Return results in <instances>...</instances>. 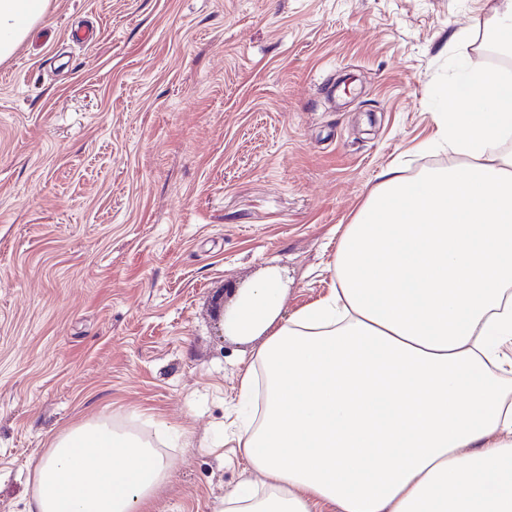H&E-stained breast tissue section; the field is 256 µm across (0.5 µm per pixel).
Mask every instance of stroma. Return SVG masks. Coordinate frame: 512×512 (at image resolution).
Here are the masks:
<instances>
[{"label": "stroma", "instance_id": "obj_1", "mask_svg": "<svg viewBox=\"0 0 512 512\" xmlns=\"http://www.w3.org/2000/svg\"><path fill=\"white\" fill-rule=\"evenodd\" d=\"M489 0H50L0 63V512L86 422L222 512L257 343L215 308L278 271L324 298L384 171L458 163L441 86L491 67Z\"/></svg>", "mask_w": 512, "mask_h": 512}]
</instances>
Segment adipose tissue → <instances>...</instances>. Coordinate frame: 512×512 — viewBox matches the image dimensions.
<instances>
[{
  "label": "adipose tissue",
  "mask_w": 512,
  "mask_h": 512,
  "mask_svg": "<svg viewBox=\"0 0 512 512\" xmlns=\"http://www.w3.org/2000/svg\"><path fill=\"white\" fill-rule=\"evenodd\" d=\"M49 0H0V62ZM439 133L465 161L413 179L387 170L334 262L325 298L287 316L268 273L224 332L258 342L259 426L239 443L264 494L224 512H501L512 500V77L482 70L442 89ZM169 471L138 435L83 423L33 473L28 512H147Z\"/></svg>",
  "instance_id": "ef3b65f1"
}]
</instances>
